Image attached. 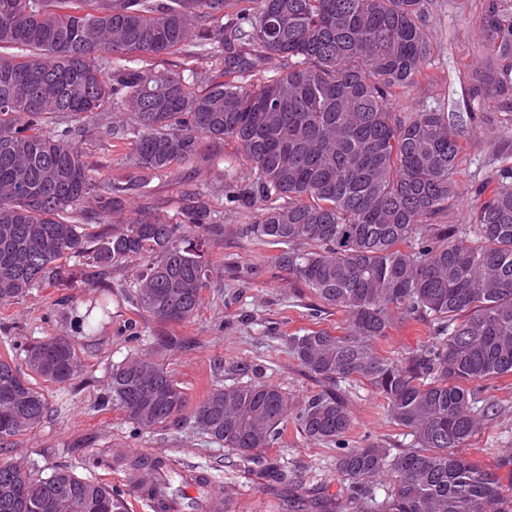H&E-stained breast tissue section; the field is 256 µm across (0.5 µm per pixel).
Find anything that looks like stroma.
I'll list each match as a JSON object with an SVG mask.
<instances>
[{"mask_svg": "<svg viewBox=\"0 0 512 512\" xmlns=\"http://www.w3.org/2000/svg\"><path fill=\"white\" fill-rule=\"evenodd\" d=\"M487 2L428 0L434 51L427 61V77L393 100L394 111L404 115L428 107L476 116L464 132L462 173L456 197L441 218L445 224L469 223L476 188L512 166V104L473 100L467 94L468 67L485 56L480 17ZM80 146L103 179L139 182V173L125 159L128 143L112 138L105 126H87ZM234 157L233 145L204 140L194 159L149 177L141 193L129 199L130 206L146 202L173 220L183 190L191 188L208 200L213 223L224 227L222 236L207 237L204 244L211 272L197 315L167 327L169 333L190 338L191 348L168 349L157 356L188 397L180 419L139 433L120 410L105 405L113 364L136 353L135 336L152 335L158 327L132 300L134 266L112 268L97 282L89 261H69L42 287L0 305V359L18 358L32 341L68 336L75 342L79 364L67 386L42 383L48 402L43 421L0 450V463L34 465L43 476L68 469L111 485L124 491L130 512H152L130 478L131 462L141 457L164 459L187 475L208 476L217 491L232 495L233 512H288L294 497L346 496L347 484L336 471V445L307 440L295 423H288L255 462L192 426L196 406L211 389L254 382L278 387L296 410L313 395L335 390L351 414L350 445L375 441L393 448L408 446V438L391 422L383 399L369 385L356 380L333 385L314 378L289 352L287 336L308 329L339 334L346 328L345 317L277 267L278 247L258 243L247 231L254 215L225 207L224 184L216 172ZM431 336L426 323L401 325L377 349L401 358L430 342ZM243 363L251 365L249 374L238 372ZM488 394L499 402L500 411L488 431L463 449L477 460L483 459L484 449L512 448V377L490 381ZM269 462L287 473V483L271 486L259 477L260 464Z\"/></svg>", "mask_w": 512, "mask_h": 512, "instance_id": "obj_1", "label": "stroma"}]
</instances>
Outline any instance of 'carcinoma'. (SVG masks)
<instances>
[{"instance_id": "obj_1", "label": "carcinoma", "mask_w": 512, "mask_h": 512, "mask_svg": "<svg viewBox=\"0 0 512 512\" xmlns=\"http://www.w3.org/2000/svg\"><path fill=\"white\" fill-rule=\"evenodd\" d=\"M245 2L226 21L229 0H0V304L41 287L60 261L90 255L106 272L138 263L132 297L155 323L193 319L211 272L202 238L224 227L187 192L178 221L144 206L110 234L87 233L82 204L96 197L103 212L121 213L131 187L104 184L77 137L110 118L112 137L131 141L128 163L151 174L195 158L205 138L231 142L248 179L224 171L225 206L256 211L250 233L285 246L277 266L348 323L342 336L293 334L290 352L319 379L369 384L411 440L398 452L351 447L337 393L293 414L266 383L213 389L196 427L243 458L290 418L308 440L341 446L348 505L298 498L294 512H512V451L484 449L489 464L459 453L498 413L483 383L512 376V167L479 187L471 223H436L455 198L460 128L473 116L391 110L426 76L425 0ZM481 23L490 42L470 73L474 94L508 98L512 15L492 9ZM179 54L185 67H153ZM274 68L283 72L266 77ZM411 322L432 325L436 342L404 359L377 351ZM173 347L191 341L152 337L153 350ZM23 353L20 366L0 360V449L45 417L32 380L64 387L77 372L68 336ZM107 401L143 431L177 418L187 397L165 365L134 356L112 365ZM133 467L142 493L159 497L156 512L199 506L166 478L164 460ZM0 512L127 509L123 492L70 470L35 477L1 464Z\"/></svg>"}]
</instances>
